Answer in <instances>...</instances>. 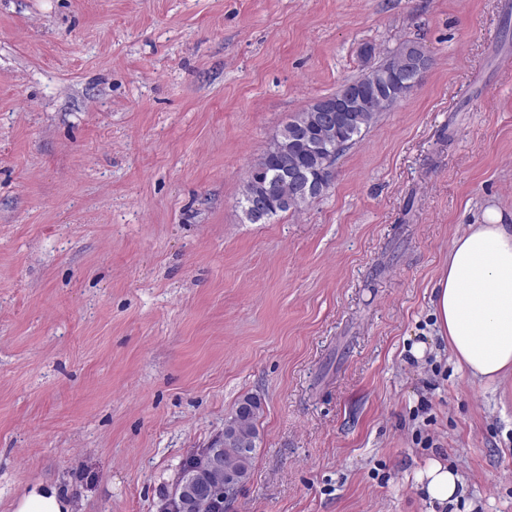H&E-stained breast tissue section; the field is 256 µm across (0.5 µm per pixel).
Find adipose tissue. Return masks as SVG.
Masks as SVG:
<instances>
[{"label":"adipose tissue","instance_id":"adipose-tissue-1","mask_svg":"<svg viewBox=\"0 0 512 512\" xmlns=\"http://www.w3.org/2000/svg\"><path fill=\"white\" fill-rule=\"evenodd\" d=\"M433 295L437 334L459 367L487 382L512 373V224L492 218L456 236ZM416 480L431 502L455 501L460 477L440 460L431 459ZM13 512H73V506L56 484L41 482L15 500Z\"/></svg>","mask_w":512,"mask_h":512}]
</instances>
